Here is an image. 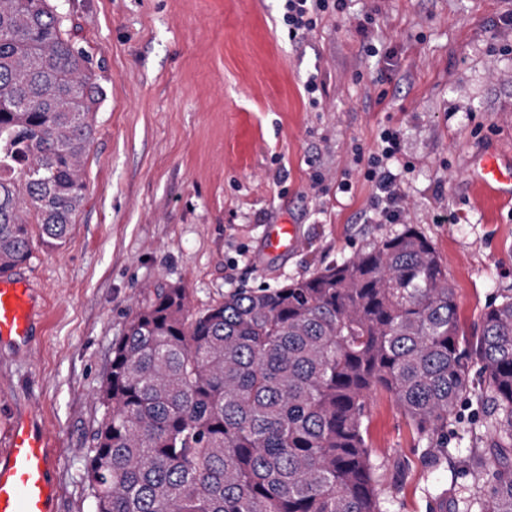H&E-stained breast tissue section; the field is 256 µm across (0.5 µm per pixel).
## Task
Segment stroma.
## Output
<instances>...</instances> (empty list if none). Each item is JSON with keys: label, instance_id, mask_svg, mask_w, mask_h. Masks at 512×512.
I'll use <instances>...</instances> for the list:
<instances>
[{"label": "stroma", "instance_id": "stroma-1", "mask_svg": "<svg viewBox=\"0 0 512 512\" xmlns=\"http://www.w3.org/2000/svg\"><path fill=\"white\" fill-rule=\"evenodd\" d=\"M279 0H61L105 100L94 114L87 196L64 244L35 245L20 273L42 316L35 345L0 348V433L37 407L60 456L59 512H95L85 481L95 393L137 300L187 288L196 308L237 288H276L400 232L380 224L353 161L382 129L409 224L455 288L461 338L512 293V202L478 197L473 161L512 157V0H352L376 19L393 70L352 23L324 20L296 44ZM325 84L318 108L303 90ZM296 246L266 249L271 225ZM473 390L482 392L481 382ZM474 397L448 420L433 464L394 398L371 394L367 442L384 512H463L483 489L490 438Z\"/></svg>", "mask_w": 512, "mask_h": 512}]
</instances>
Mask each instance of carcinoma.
Wrapping results in <instances>:
<instances>
[{
	"label": "carcinoma",
	"instance_id": "1",
	"mask_svg": "<svg viewBox=\"0 0 512 512\" xmlns=\"http://www.w3.org/2000/svg\"><path fill=\"white\" fill-rule=\"evenodd\" d=\"M53 0H0V275L68 238L104 91ZM479 366L492 470L466 512H512V295L460 341L456 294L411 227L279 288L197 309L160 286L112 342L85 452L95 512H383L367 401L434 459Z\"/></svg>",
	"mask_w": 512,
	"mask_h": 512
}]
</instances>
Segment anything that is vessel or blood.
Masks as SVG:
<instances>
[{
    "label": "vessel or blood",
    "mask_w": 512,
    "mask_h": 512,
    "mask_svg": "<svg viewBox=\"0 0 512 512\" xmlns=\"http://www.w3.org/2000/svg\"><path fill=\"white\" fill-rule=\"evenodd\" d=\"M476 178L500 197L512 196V162L479 160ZM295 244L292 226L280 224L271 230L267 248L282 253ZM36 316L31 283L14 275L1 277L0 344L16 350L31 348ZM58 465V454L49 446L47 426L37 412L14 422L0 449V512H58Z\"/></svg>",
    "instance_id": "1"
}]
</instances>
